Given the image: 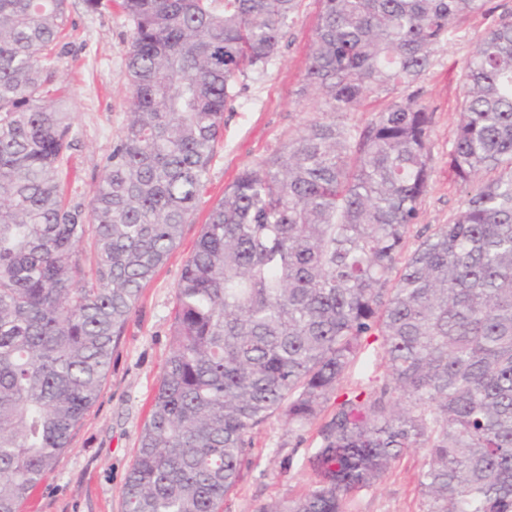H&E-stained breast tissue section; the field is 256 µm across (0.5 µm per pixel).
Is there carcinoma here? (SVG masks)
Instances as JSON below:
<instances>
[{
  "mask_svg": "<svg viewBox=\"0 0 512 512\" xmlns=\"http://www.w3.org/2000/svg\"><path fill=\"white\" fill-rule=\"evenodd\" d=\"M298 2L121 0L131 107L85 212L65 194L73 115L53 97L66 0H0V512L69 449L192 222L237 81L277 54ZM320 2L304 89L323 117L209 210L126 512H222L277 412L294 430L321 419L317 480L255 512H345L408 448L427 451L423 512H512V12L462 71L448 158L465 205L403 260L432 113L401 98L361 131L336 114L413 84L486 0ZM373 341L382 378L342 390Z\"/></svg>",
  "mask_w": 512,
  "mask_h": 512,
  "instance_id": "carcinoma-1",
  "label": "carcinoma"
}]
</instances>
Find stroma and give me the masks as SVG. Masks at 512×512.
<instances>
[{
  "instance_id": "1",
  "label": "stroma",
  "mask_w": 512,
  "mask_h": 512,
  "mask_svg": "<svg viewBox=\"0 0 512 512\" xmlns=\"http://www.w3.org/2000/svg\"><path fill=\"white\" fill-rule=\"evenodd\" d=\"M319 9V0H299L277 55L263 72L239 80L193 223L184 225L179 245L143 288L113 349L96 401L56 469L44 477L21 512H126L125 479L173 345L175 289L207 214L241 170L261 165L322 110L317 96L303 89ZM507 9H512V0H487L484 11L456 19L449 41L435 50L429 69L410 88L396 93L415 94L433 114L430 179L406 251H414L427 226L452 222L464 206L467 189L448 165L459 119L461 70L478 37ZM67 16L57 83L64 89L65 108L73 114L74 144L63 166V181L68 198L86 206L128 119L131 88L125 48L133 24L119 6L95 9L87 0H67ZM393 96H370L338 120L365 128ZM316 433L313 423L288 430L278 415L257 428L256 458L225 498L224 512H255L258 505L306 491L314 478L308 459L316 448ZM424 463V450L403 451L381 483L351 498L348 512H422L418 478Z\"/></svg>"
}]
</instances>
